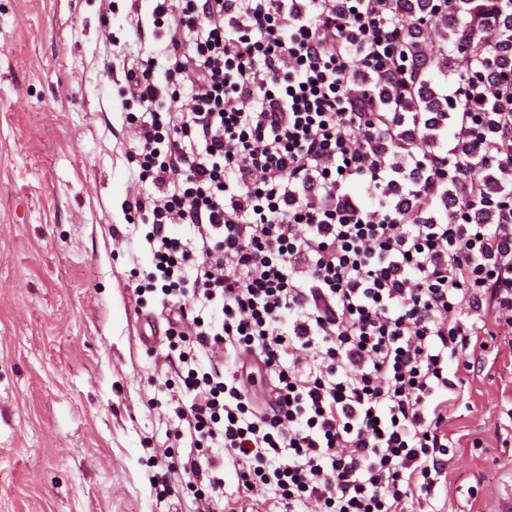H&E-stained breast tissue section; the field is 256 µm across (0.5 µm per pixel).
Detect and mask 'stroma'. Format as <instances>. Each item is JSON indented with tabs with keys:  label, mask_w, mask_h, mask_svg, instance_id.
Returning a JSON list of instances; mask_svg holds the SVG:
<instances>
[{
	"label": "stroma",
	"mask_w": 512,
	"mask_h": 512,
	"mask_svg": "<svg viewBox=\"0 0 512 512\" xmlns=\"http://www.w3.org/2000/svg\"><path fill=\"white\" fill-rule=\"evenodd\" d=\"M154 0H0V512H201L205 479L178 408L191 398L143 341L156 302L134 289L151 265L131 207L152 192L128 153L141 107L119 91L168 38ZM445 426L454 446L433 503L490 512L512 485V334L458 367ZM212 512H277L274 489L242 493L232 463Z\"/></svg>",
	"instance_id": "stroma-1"
}]
</instances>
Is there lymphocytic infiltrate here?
<instances>
[{"label":"lymphocytic infiltrate","mask_w":512,"mask_h":512,"mask_svg":"<svg viewBox=\"0 0 512 512\" xmlns=\"http://www.w3.org/2000/svg\"><path fill=\"white\" fill-rule=\"evenodd\" d=\"M155 2L165 82L146 62L124 89L154 187L134 200L152 254L135 292L166 311L193 396L180 437L226 449L285 512L433 499L448 363L512 328V0H441L457 44L431 47L434 70L406 0ZM424 85L448 111H405ZM231 352L255 356L266 400L225 375Z\"/></svg>","instance_id":"obj_1"}]
</instances>
